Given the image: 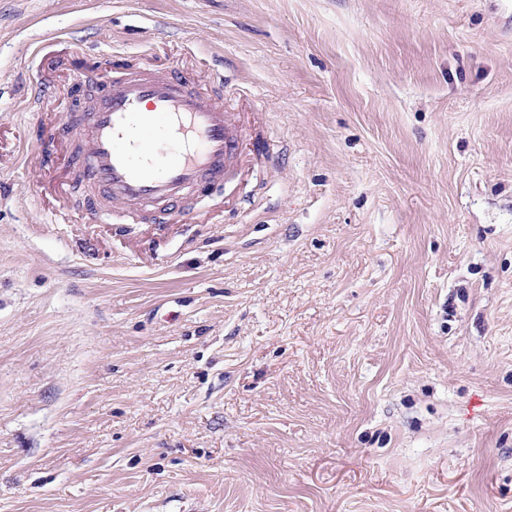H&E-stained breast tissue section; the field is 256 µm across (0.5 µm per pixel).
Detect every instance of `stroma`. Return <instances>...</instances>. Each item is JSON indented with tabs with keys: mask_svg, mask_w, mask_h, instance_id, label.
Here are the masks:
<instances>
[{
	"mask_svg": "<svg viewBox=\"0 0 512 512\" xmlns=\"http://www.w3.org/2000/svg\"><path fill=\"white\" fill-rule=\"evenodd\" d=\"M250 172L91 224L104 61ZM0 512H512V0H0Z\"/></svg>",
	"mask_w": 512,
	"mask_h": 512,
	"instance_id": "1",
	"label": "stroma"
}]
</instances>
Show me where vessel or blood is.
<instances>
[{
    "mask_svg": "<svg viewBox=\"0 0 512 512\" xmlns=\"http://www.w3.org/2000/svg\"><path fill=\"white\" fill-rule=\"evenodd\" d=\"M94 83L97 96L77 117L73 147L93 218L179 222L190 190L238 175L240 127L219 90L202 96L180 72L147 65Z\"/></svg>",
    "mask_w": 512,
    "mask_h": 512,
    "instance_id": "b4317fda",
    "label": "vessel or blood"
}]
</instances>
